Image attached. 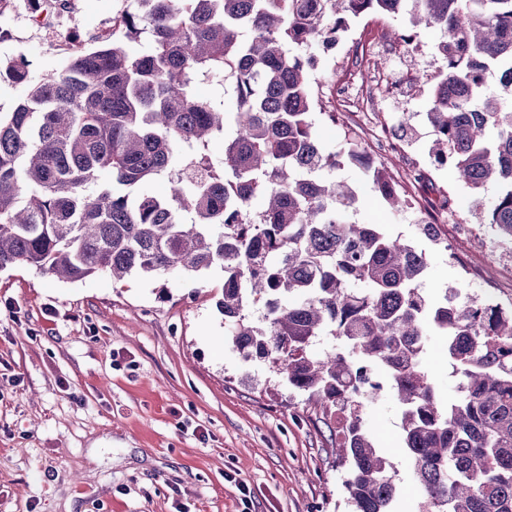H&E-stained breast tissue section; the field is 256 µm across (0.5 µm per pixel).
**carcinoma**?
I'll return each mask as SVG.
<instances>
[{
  "label": "carcinoma",
  "instance_id": "cac0c4a2",
  "mask_svg": "<svg viewBox=\"0 0 512 512\" xmlns=\"http://www.w3.org/2000/svg\"><path fill=\"white\" fill-rule=\"evenodd\" d=\"M133 2L120 33L58 72L33 79L22 57L0 66V78L29 83L0 114V270L24 264L79 281L219 266L226 335L336 424L355 512H395L401 492L363 424L362 398L381 393L399 408L422 512H512V308L428 301L419 288L427 253L380 224L346 219L359 201L335 176L347 163L390 209L409 210V197L357 138L323 151L312 77V48L336 44L352 18L406 12L411 27L440 31L431 155L472 191L498 185L486 223L512 241V0ZM143 36L148 49L131 51ZM385 36L406 53L419 49L407 29ZM202 75L230 83L233 117L193 93ZM217 139L218 158L209 149ZM197 168L200 176L171 181L165 199L131 193ZM430 225L420 213L417 235L441 244ZM323 334L342 347L311 353ZM434 334L446 337L459 377L447 403L422 365Z\"/></svg>",
  "mask_w": 512,
  "mask_h": 512
}]
</instances>
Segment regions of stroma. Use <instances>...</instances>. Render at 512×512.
Listing matches in <instances>:
<instances>
[{"label":"stroma","mask_w":512,"mask_h":512,"mask_svg":"<svg viewBox=\"0 0 512 512\" xmlns=\"http://www.w3.org/2000/svg\"><path fill=\"white\" fill-rule=\"evenodd\" d=\"M131 2L75 0L67 25L96 46V32ZM406 24L403 16L360 17L319 55L316 78L352 90L320 103L342 120H317L320 142L333 153L355 135L400 190L435 212L443 234L478 226V238L457 241L456 262L421 241L430 300L455 288L510 307L512 242L476 208L496 187L473 192L450 166L431 162L426 112L439 33L420 31L422 49L411 56L384 37L388 26ZM1 27L16 28L17 38L0 43V60L24 58L32 77L70 59L24 13L0 14ZM361 55L367 65H358ZM405 120L417 135L402 146L396 134ZM339 175L360 193L354 221L415 238L413 213H391L358 167ZM447 195L451 216L440 209ZM223 285L217 268L191 278L98 274L75 282L27 265L0 271V512H352L347 470L332 454L335 431L307 393L268 364L241 359L215 307ZM423 366L440 399L453 398L458 379L444 337L430 336ZM362 417L403 490L401 512H419L396 404L380 396Z\"/></svg>","instance_id":"stroma-1"}]
</instances>
